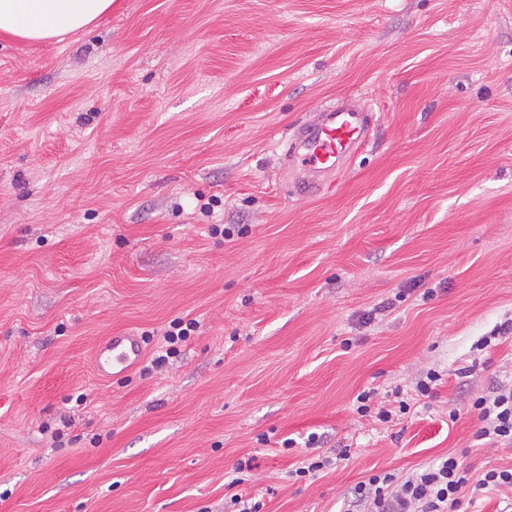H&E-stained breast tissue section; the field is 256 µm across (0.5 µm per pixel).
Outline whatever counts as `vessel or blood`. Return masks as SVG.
<instances>
[{
    "label": "vessel or blood",
    "mask_w": 512,
    "mask_h": 512,
    "mask_svg": "<svg viewBox=\"0 0 512 512\" xmlns=\"http://www.w3.org/2000/svg\"><path fill=\"white\" fill-rule=\"evenodd\" d=\"M375 115L358 101H344L325 107L313 119L299 126L289 143L286 160L302 169L299 184L303 195L313 196L322 180L345 168L366 144ZM139 337L130 333L107 337L94 353V369L102 376L130 371L142 357Z\"/></svg>",
    "instance_id": "1"
}]
</instances>
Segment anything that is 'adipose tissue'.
<instances>
[{
    "label": "adipose tissue",
    "mask_w": 512,
    "mask_h": 512,
    "mask_svg": "<svg viewBox=\"0 0 512 512\" xmlns=\"http://www.w3.org/2000/svg\"><path fill=\"white\" fill-rule=\"evenodd\" d=\"M115 0H0V32L46 42L89 29Z\"/></svg>",
    "instance_id": "adipose-tissue-1"
}]
</instances>
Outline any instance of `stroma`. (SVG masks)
<instances>
[{"mask_svg":"<svg viewBox=\"0 0 512 512\" xmlns=\"http://www.w3.org/2000/svg\"><path fill=\"white\" fill-rule=\"evenodd\" d=\"M344 98L369 139L304 196L285 143ZM178 317L169 363L95 373ZM509 319L512 0H121L0 33V512H346L451 453L512 469L448 419L512 383V333L475 348ZM430 369L412 414H357ZM312 434L333 462L293 479ZM142 354L138 336L130 333L109 336L95 350L94 369L101 376L127 372L139 363Z\"/></svg>","mask_w":512,"mask_h":512,"instance_id":"1","label":"stroma"}]
</instances>
